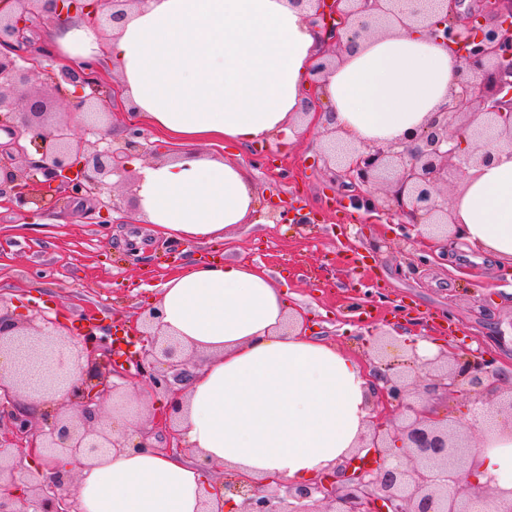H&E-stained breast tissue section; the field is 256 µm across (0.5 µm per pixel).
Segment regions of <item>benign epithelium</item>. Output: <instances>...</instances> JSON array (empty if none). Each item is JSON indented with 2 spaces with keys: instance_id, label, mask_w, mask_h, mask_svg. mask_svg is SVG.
I'll use <instances>...</instances> for the list:
<instances>
[{
  "instance_id": "7a95c632",
  "label": "benign epithelium",
  "mask_w": 512,
  "mask_h": 512,
  "mask_svg": "<svg viewBox=\"0 0 512 512\" xmlns=\"http://www.w3.org/2000/svg\"><path fill=\"white\" fill-rule=\"evenodd\" d=\"M62 0H15L17 11L0 16V127L15 138L27 136L39 158H30L16 170L0 177V199L23 207L33 191L58 189L76 198L104 179L128 173L127 162L144 149L142 130L127 127L123 145L110 140V112L87 77L67 68L51 79L69 85L90 86V93L75 95L67 111L86 115L96 141L75 140L70 122L44 121L46 103L37 93H25L26 108L17 109L19 85L38 70L34 66L29 33L32 15L57 11ZM112 4L100 24L110 28L128 11L146 0H102ZM463 0H417L406 10L401 0H292L306 9L305 20L321 28L346 30L347 40L335 37L322 47L311 69L321 76L363 35L383 27L404 30L421 28L430 40L458 48L461 65L450 91L452 106L431 113L422 130L403 142L337 144L336 130L326 129L321 158L329 171L348 182L353 194L348 205L389 218H403L405 231L432 238L455 237V224L448 208V175L463 176L492 160L497 146L512 147V27L491 24L488 18L512 14V0H479L478 8L461 15ZM141 351L125 369L112 368V344L89 326L80 333L82 353L79 378L63 369L49 370L36 383L23 381L24 370L36 361L63 354L59 327L44 318L27 321L0 310V358L11 359L13 368L0 367V423L7 422L8 436H0V488L12 483L16 473L34 464L33 478L23 494L0 492V512H75L74 501L60 493L65 471L54 465L60 458L70 468L99 456V449L128 447L124 433H117L103 420V404L119 391L114 378L144 382L153 396L170 398L147 418L149 428L142 440L154 435L166 447H181L176 429L179 406L175 400L197 367L195 354L179 343L160 340L159 313L152 308L139 325ZM410 363L387 362L374 367L373 383L379 398L395 407L400 420L370 416L363 437L365 456L355 454L319 480L296 488L257 486L227 479L210 490L216 506L203 512H221L224 493L242 497L241 512H512V490L489 489L477 496L470 478L481 466L479 454L458 418L436 403L438 395H456L467 400L461 415L478 414L489 406L498 424L512 428V383H507L496 358L473 354L451 361L441 352L422 359L416 345L404 349ZM425 384L417 388L416 380ZM39 400L54 409L37 424L25 401ZM52 475H44V469ZM507 506L493 510L496 500Z\"/></svg>"
}]
</instances>
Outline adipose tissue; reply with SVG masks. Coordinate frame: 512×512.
<instances>
[{
    "mask_svg": "<svg viewBox=\"0 0 512 512\" xmlns=\"http://www.w3.org/2000/svg\"><path fill=\"white\" fill-rule=\"evenodd\" d=\"M92 12L57 11L44 38L59 64H100L117 74L127 107L119 123L161 131L180 150L138 175L136 218L185 245L221 244L255 214L242 163L200 153L243 147L332 123L347 141L399 140L449 104L460 64L421 32L359 41L311 85L321 36L291 0H148L110 34ZM334 118L304 112L309 92ZM448 206L473 250L512 264V148L470 170ZM165 332L207 361L180 399L178 430L189 457L137 448L74 470L79 512H200L217 469L257 482L318 480L358 446L372 408L369 371L336 343L307 335L300 311L264 267L189 261L156 301ZM476 489H512V434L480 426Z\"/></svg>",
    "mask_w": 512,
    "mask_h": 512,
    "instance_id": "1",
    "label": "adipose tissue"
}]
</instances>
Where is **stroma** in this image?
Segmentation results:
<instances>
[{"label":"stroma","mask_w":512,"mask_h":512,"mask_svg":"<svg viewBox=\"0 0 512 512\" xmlns=\"http://www.w3.org/2000/svg\"><path fill=\"white\" fill-rule=\"evenodd\" d=\"M323 130L309 128L290 146L276 142L240 148L225 144L250 171L259 206L221 251L228 260L260 265L282 276L290 304L308 312L309 335L335 342L376 363L368 329L393 336L410 331L455 354L481 349L512 364V265L501 271L479 252L451 247L425 263L418 243L398 223L365 217L347 203V187L321 159ZM133 197L123 185L83 203L49 196L22 210L0 207V298L18 303L19 316L47 317L69 328L87 309L98 332L136 322L177 266L178 248L154 238L147 225L126 221ZM290 204L309 223H276ZM488 280L492 289L479 290ZM122 408L105 403V419L142 429L149 415L139 381H125Z\"/></svg>","instance_id":"stroma-1"}]
</instances>
